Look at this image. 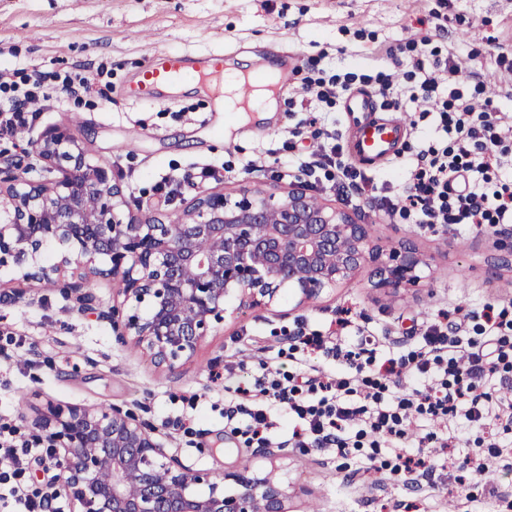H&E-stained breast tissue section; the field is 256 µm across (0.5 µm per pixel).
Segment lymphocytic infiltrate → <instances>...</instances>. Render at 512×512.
<instances>
[{
    "mask_svg": "<svg viewBox=\"0 0 512 512\" xmlns=\"http://www.w3.org/2000/svg\"><path fill=\"white\" fill-rule=\"evenodd\" d=\"M456 60L444 67L424 70L421 99L436 112L452 145L432 144L404 158L408 187L401 196H375L376 206L400 213L415 224H511L512 177L502 174L512 156V116L497 114L491 102L477 106L457 92L440 97L442 74H455ZM44 76L20 84L0 75V136L13 135L23 115L47 98ZM340 146L333 133H325L316 150L289 158L288 170L308 177L318 170H336V190L344 202L360 192L359 174L351 165L339 162ZM488 326V340L458 334L449 335L447 325L431 324L416 356L391 359L385 375L411 369L425 379L423 389L402 396L388 395V386L378 380L309 377L298 384L294 377L270 380L260 386V401L247 409V428L257 446L267 443L270 427L266 407L279 403L287 408L295 425L292 436L310 440L318 449L344 451L368 443L380 448L382 442L403 438L416 418L434 419L465 415L482 426L477 447L497 454L498 433L512 432V399L489 386L488 380L512 368V320L505 313L482 311ZM33 450L29 445L0 443V489L7 490L18 505L17 512H59L51 499L22 493L17 485L27 469Z\"/></svg>",
    "mask_w": 512,
    "mask_h": 512,
    "instance_id": "lymphocytic-infiltrate-1",
    "label": "lymphocytic infiltrate"
}]
</instances>
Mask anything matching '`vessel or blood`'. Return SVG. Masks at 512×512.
Returning <instances> with one entry per match:
<instances>
[{
    "mask_svg": "<svg viewBox=\"0 0 512 512\" xmlns=\"http://www.w3.org/2000/svg\"><path fill=\"white\" fill-rule=\"evenodd\" d=\"M186 63L187 58L183 55L164 54L154 57L143 71L141 91L148 93L172 84L185 70ZM346 109L358 116L357 132L351 144L353 159L372 164L393 157L406 130L403 118H377L374 95L367 90L350 94Z\"/></svg>",
    "mask_w": 512,
    "mask_h": 512,
    "instance_id": "b4317fda",
    "label": "vessel or blood"
}]
</instances>
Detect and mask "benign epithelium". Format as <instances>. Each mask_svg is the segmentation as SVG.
I'll use <instances>...</instances> for the list:
<instances>
[{
    "mask_svg": "<svg viewBox=\"0 0 512 512\" xmlns=\"http://www.w3.org/2000/svg\"><path fill=\"white\" fill-rule=\"evenodd\" d=\"M31 148L47 163L45 173L56 168L61 177L22 172L0 180V265L13 263L24 281L60 287L79 314L93 310V297L66 280L71 265L120 281L123 303L145 304L147 313L125 315L114 305L98 317L169 369L195 353L211 323L224 320L232 296L259 305L288 288L312 299L366 266L374 267L378 287L396 291L418 284L426 265L413 246L372 244L368 225L318 202L299 180L282 198L256 192L232 199L213 190L174 219L136 220L125 214L111 169L93 164L69 129L49 128ZM202 241L211 248L200 250ZM48 244L64 248L52 264L42 259ZM31 437L62 454L58 490L72 512H286L285 493L271 478L238 474L241 490L227 494L223 476L166 458L148 423L119 406L49 403ZM201 484L204 494L196 491Z\"/></svg>",
    "mask_w": 512,
    "mask_h": 512,
    "instance_id": "obj_1",
    "label": "benign epithelium"
}]
</instances>
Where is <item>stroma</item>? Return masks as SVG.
I'll use <instances>...</instances> for the list:
<instances>
[{"label": "stroma", "instance_id": "35a3bbf8", "mask_svg": "<svg viewBox=\"0 0 512 512\" xmlns=\"http://www.w3.org/2000/svg\"><path fill=\"white\" fill-rule=\"evenodd\" d=\"M447 16V30L437 19ZM512 52V0H0V69L60 72L83 77V105L52 91L28 113V122L0 138V173L37 174L40 163L29 141L46 129L71 127L90 159L111 167L131 214H173L194 197L224 190L278 187L292 130L312 142L310 116L338 129L341 158L355 129L344 100L334 111L302 100V87L319 72L402 75L401 117L412 129L401 154L445 139L434 113L419 101L415 61L432 67L455 56L463 70L441 85L440 96L458 89L464 98L492 100L512 112V72H498L500 53ZM225 53V68L256 71L278 66L277 109L262 118L246 112L235 130L225 127L210 90L138 94V81L157 54L194 57ZM205 168L219 179L201 178ZM359 216L374 243L389 248L413 242L428 259L419 287L391 293L376 285L372 268L319 297L299 302L282 292L268 305L248 307L230 299L222 322L212 324L190 359L176 370L155 364L135 343H118L96 312H73L56 288L23 281L14 266L0 267V425L27 439L31 422L48 403L86 408L119 406L136 412L154 430L167 455L188 468L225 475L224 489H237L232 473L242 468L272 476L287 494L288 512H501L500 497H512V466L493 474L497 496L473 495L459 483L476 452L475 426L419 418L399 449L433 453L428 432L457 431L453 464L435 456L431 477L412 479L368 467L367 449L345 454L298 448L290 440L287 411L269 409L271 456L249 446L248 418L236 414L235 387L252 385L264 372L291 373L298 354L291 337L298 322L327 331L344 308L352 310L347 337L377 339L375 358L418 350L427 327L454 307L512 311V266L494 267L495 227L407 224L362 200Z\"/></svg>", "mask_w": 512, "mask_h": 512}]
</instances>
